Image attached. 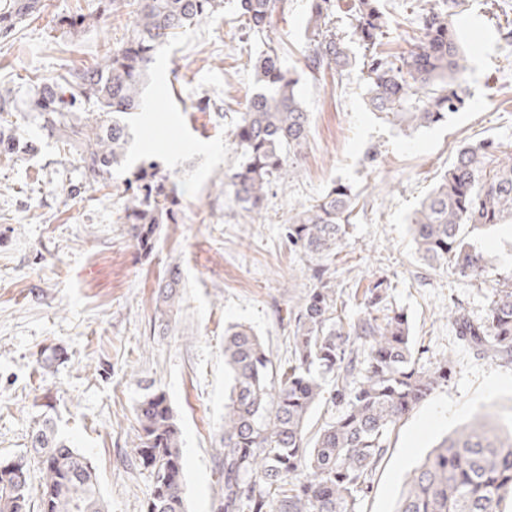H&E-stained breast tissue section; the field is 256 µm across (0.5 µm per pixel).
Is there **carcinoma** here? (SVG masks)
I'll return each instance as SVG.
<instances>
[{
  "instance_id": "1",
  "label": "carcinoma",
  "mask_w": 512,
  "mask_h": 512,
  "mask_svg": "<svg viewBox=\"0 0 512 512\" xmlns=\"http://www.w3.org/2000/svg\"><path fill=\"white\" fill-rule=\"evenodd\" d=\"M127 39L101 60L35 84L25 103L0 84V154L38 151L17 136L14 112L36 113L46 135L61 144L88 183H109L126 157L130 133L122 116L138 109L157 47L180 30L212 19L223 0H135ZM286 0H237L246 34L265 49L253 68L260 90L238 113L232 130L241 160L224 173V195L245 210L261 207L272 183L294 172L309 133V114L299 78L284 68L270 37ZM457 0L417 11L410 49L386 51L387 20L380 0H353V35L367 51L368 106L413 130L432 127L465 104L467 56L452 17ZM41 0H0V34L40 13ZM336 0H311L306 29V68L313 79L327 74L341 83L356 65L344 40L329 28ZM492 142L457 150L436 188L411 220L420 258L458 277L493 281L488 307L475 321L449 310L459 340L492 361H512V272H500L468 241V234L512 220V153L499 159ZM125 223L137 250L149 255L162 224L178 222L180 196L170 174L143 160L125 179ZM354 201L338 184L303 208L288 224V242L312 258L338 253L348 235ZM315 268L294 322L291 356L274 365L253 331L227 329L224 362L232 385L224 406V433L216 449L221 494L218 512H360L373 476L400 421L448 384L451 356L419 365L404 310L390 302V281L377 278L363 291L357 318L337 315L338 291ZM181 271L173 266L159 284L155 320L169 325ZM333 378L327 391L323 380ZM340 406V414L312 437L313 407ZM139 425L131 464L147 472L144 512H186L185 459L180 429L166 394L151 391L136 407ZM40 472L38 512H109L96 467L81 449L58 436L50 419L38 424L31 449L0 457V512H30L31 467ZM512 504V428L503 436L476 415L455 436L443 439L414 470L396 512H507Z\"/></svg>"
}]
</instances>
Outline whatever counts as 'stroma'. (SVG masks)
Segmentation results:
<instances>
[{
	"label": "stroma",
	"instance_id": "1",
	"mask_svg": "<svg viewBox=\"0 0 512 512\" xmlns=\"http://www.w3.org/2000/svg\"><path fill=\"white\" fill-rule=\"evenodd\" d=\"M39 17L0 36V81L27 91L36 79L94 63L127 37L130 6L66 33L63 15L95 13L98 0H43ZM391 51L407 49L416 0H382ZM309 0H288L273 30L281 62L302 74ZM470 68L464 108L446 123L409 130L370 112L366 73L342 84L302 79L310 117L296 172L245 211L224 196V173L240 151L233 123L259 86L236 0L207 24L161 48L139 113L127 116V155L159 162L182 189L178 223L161 225L151 255L134 247L123 222L125 168L110 185L88 184L71 155L33 118L20 133L34 155L0 156V457L31 446L43 416L94 461L110 512H143L146 475L124 463L137 439L136 405L146 388L165 392L181 429L187 512H214L220 493L214 450L231 380L224 332L242 324L275 362L288 357V313L315 285L317 260L295 250L289 219L336 184L355 196L349 235L326 266L342 317L355 319L369 279H388L393 305L411 323L414 355L429 366L452 355V374L399 423L361 512H395L408 474L474 415L512 424V363L463 346L450 308L481 318L482 280L427 266L410 222L464 143L491 140L512 152V0H464L457 16ZM471 241L499 270H512V223L475 231ZM183 277L169 327L154 320L156 292L171 266Z\"/></svg>",
	"mask_w": 512,
	"mask_h": 512
}]
</instances>
